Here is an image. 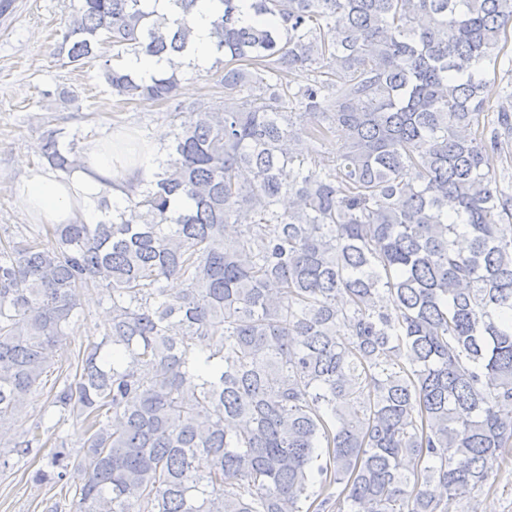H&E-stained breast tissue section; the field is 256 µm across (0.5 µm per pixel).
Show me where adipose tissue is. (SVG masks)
I'll return each mask as SVG.
<instances>
[{
  "label": "adipose tissue",
  "mask_w": 512,
  "mask_h": 512,
  "mask_svg": "<svg viewBox=\"0 0 512 512\" xmlns=\"http://www.w3.org/2000/svg\"><path fill=\"white\" fill-rule=\"evenodd\" d=\"M111 147L97 144L85 155V167L71 177L62 178L49 171H33L20 184L16 202L21 212L36 217L42 224H69L81 219L92 222L88 203L105 182L116 175L134 180L145 177L148 166L138 163L118 168Z\"/></svg>",
  "instance_id": "obj_1"
}]
</instances>
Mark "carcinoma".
I'll return each mask as SVG.
<instances>
[{
    "mask_svg": "<svg viewBox=\"0 0 512 512\" xmlns=\"http://www.w3.org/2000/svg\"><path fill=\"white\" fill-rule=\"evenodd\" d=\"M148 2L81 0L57 47L169 104L170 142L97 223L4 229L0 470L43 446L16 423L96 290L109 326L46 428L81 421L83 453L32 474L73 512H446L438 488L469 496L512 448V195L483 168L512 100L481 125L512 0H209L223 101L188 114L200 0ZM140 54L169 69L143 82ZM41 156L84 169L75 137Z\"/></svg>",
    "mask_w": 512,
    "mask_h": 512,
    "instance_id": "cac0c4a2",
    "label": "carcinoma"
}]
</instances>
